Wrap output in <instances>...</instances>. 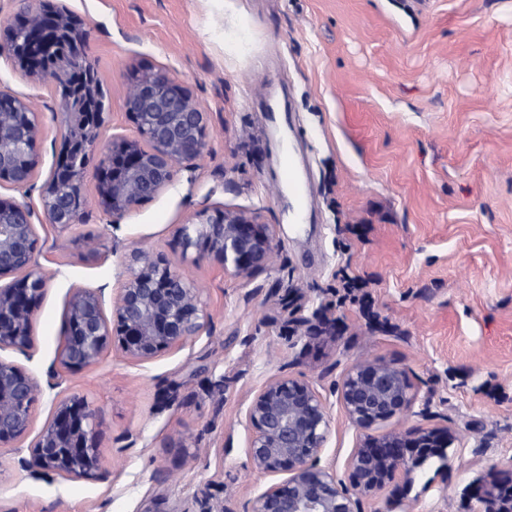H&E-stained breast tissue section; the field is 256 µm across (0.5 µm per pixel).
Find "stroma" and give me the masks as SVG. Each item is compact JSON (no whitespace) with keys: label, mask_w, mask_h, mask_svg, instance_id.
<instances>
[{"label":"stroma","mask_w":512,"mask_h":512,"mask_svg":"<svg viewBox=\"0 0 512 512\" xmlns=\"http://www.w3.org/2000/svg\"><path fill=\"white\" fill-rule=\"evenodd\" d=\"M90 33L104 93V139H133L125 88L166 73L207 115L208 147L172 184L121 215L95 179L82 221L49 223L41 190L63 139L59 92L0 55V90L27 103L42 133L25 203L50 275L33 344L4 348L38 380L33 431L59 400L97 411L102 479L28 467L30 442L0 448V512H245L276 474L257 475L245 413L269 379L308 381L326 400L321 465L348 481L359 431L340 403L363 360L405 370L412 409L387 422L442 424L463 436L430 459L405 512H478L468 489L512 475V0H61ZM310 188L303 223L284 157ZM252 212L280 246L251 279L183 257L174 233L195 212ZM166 254L200 290L205 330L147 362L107 350L61 363L69 300L96 291L104 312L133 249ZM369 282L371 315L340 301L341 267ZM305 317L313 334L296 325Z\"/></svg>","instance_id":"stroma-1"}]
</instances>
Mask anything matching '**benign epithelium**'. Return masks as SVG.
Masks as SVG:
<instances>
[{
  "label": "benign epithelium",
  "instance_id": "1",
  "mask_svg": "<svg viewBox=\"0 0 512 512\" xmlns=\"http://www.w3.org/2000/svg\"><path fill=\"white\" fill-rule=\"evenodd\" d=\"M25 23L11 29L6 54L23 69L55 83L62 67L52 52L71 42L81 73L94 70L89 32L57 0H22ZM42 60L36 67L19 56V42ZM79 83L60 94L54 119L63 132V148L41 192L49 223L67 230L79 223L84 209V181L89 169L109 214L125 212L167 188L179 167L200 159L206 149V113L186 87L158 72L132 80L125 90L128 115L138 139L103 140L104 104L74 112ZM41 124L16 98L0 95V179L17 187L31 180L27 161L33 158ZM182 251L197 259H213L224 273L248 280L269 268L279 241L276 229L257 215L216 209L195 213L176 230ZM38 235L28 207L0 197V348H26L27 333L47 286L37 268ZM70 330L63 336L61 363L78 370L96 364L112 344L128 358L145 362L160 352L180 348L206 327L198 289L166 256L145 250L133 253L129 273L117 289L112 318L100 297L78 289L68 306ZM40 392L25 369L0 360V446L13 447L32 428V407ZM414 401L405 371L383 361H362L344 378L340 402L348 419L366 431L347 462L351 488L336 471L319 465L331 420L325 401L307 382L279 377L253 397L247 419L253 428L249 443L252 468L259 475L286 478L265 488L248 512H359L360 500L374 496L397 477L411 483V474L434 454L446 466L447 448L458 440L446 427L422 428L413 435L392 431L370 434L373 426L405 414ZM98 423L84 398L60 400L54 416L32 443L30 467L64 478H100ZM483 512H512V484L489 490Z\"/></svg>",
  "mask_w": 512,
  "mask_h": 512
}]
</instances>
